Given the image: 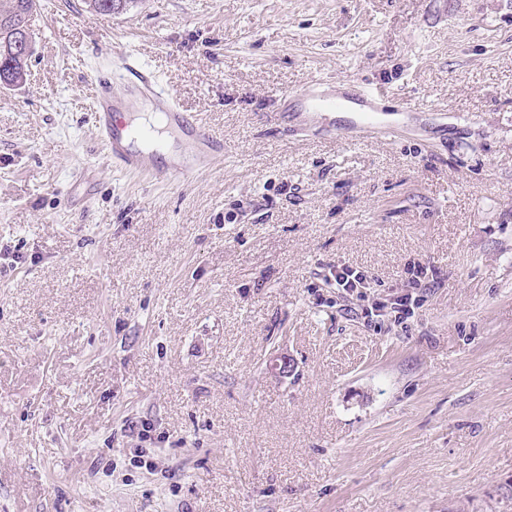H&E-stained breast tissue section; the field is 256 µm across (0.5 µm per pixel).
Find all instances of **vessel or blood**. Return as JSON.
Masks as SVG:
<instances>
[{
    "label": "vessel or blood",
    "instance_id": "vessel-or-blood-1",
    "mask_svg": "<svg viewBox=\"0 0 512 512\" xmlns=\"http://www.w3.org/2000/svg\"><path fill=\"white\" fill-rule=\"evenodd\" d=\"M148 97L165 130L187 136L189 150L163 165H147L145 148L150 147L152 131L135 127L125 117L126 101L116 93V85ZM92 110L98 137L109 160L118 162L122 172L143 174L154 183L191 182L224 159V137L205 125L197 115L184 111L174 95L150 69L141 67L135 57H126L122 67L101 71L90 80ZM384 90L357 85L355 91L337 90L330 81H316L297 92L278 93L267 120L274 127L292 126L295 133L323 131L329 136H346L366 130L386 134L402 133L400 124L381 117ZM355 105L356 117L346 127L325 126V115L339 107Z\"/></svg>",
    "mask_w": 512,
    "mask_h": 512
}]
</instances>
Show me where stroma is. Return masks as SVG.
I'll list each match as a JSON object with an SVG mask.
<instances>
[{"mask_svg":"<svg viewBox=\"0 0 512 512\" xmlns=\"http://www.w3.org/2000/svg\"><path fill=\"white\" fill-rule=\"evenodd\" d=\"M32 27L0 88V512H512V0H40ZM125 52L222 163L113 169L84 93ZM347 77L416 134L268 124ZM418 262L404 328L323 280L387 302ZM32 16H25L24 21L13 29V35L2 38L4 41L0 46V53L4 51V55L11 56L17 60L19 67H15V63L11 62V68L8 72H2V81H7L8 85L1 82V86H14L25 84L30 75L29 67L26 65L33 55V32H32ZM325 281L335 286L338 291L365 300L360 288H369L367 276L361 271L346 265L329 267L328 273L324 276Z\"/></svg>","mask_w":512,"mask_h":512,"instance_id":"stroma-1","label":"stroma"}]
</instances>
